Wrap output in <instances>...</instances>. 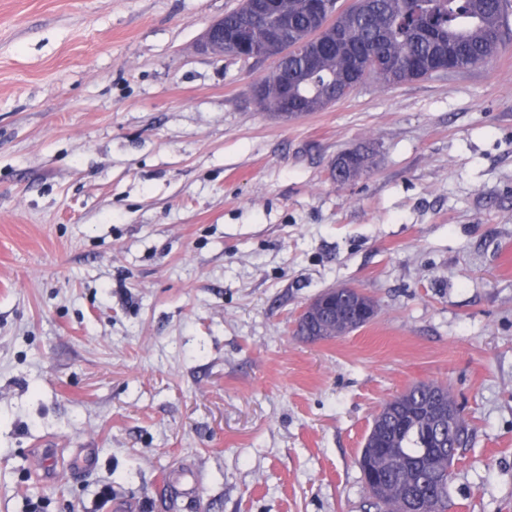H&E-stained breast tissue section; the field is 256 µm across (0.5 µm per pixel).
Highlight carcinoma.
I'll list each match as a JSON object with an SVG mask.
<instances>
[{
  "mask_svg": "<svg viewBox=\"0 0 512 512\" xmlns=\"http://www.w3.org/2000/svg\"><path fill=\"white\" fill-rule=\"evenodd\" d=\"M309 0H273L268 16L256 17L249 30L251 44L265 45L276 25L288 29L290 90L298 114L316 112L347 96L354 88V62L366 76L386 85L447 75L491 60L512 38V0H356L351 7L316 20ZM274 72L258 89L262 108L281 117ZM370 152L356 149L336 159L332 177L345 183L367 172ZM448 386L421 381L401 397L383 405L387 447L379 466L364 473L374 484L369 492L381 512H448V473L442 459L456 456L468 439V423L460 419L456 432L440 431L421 414H401L396 405L420 409Z\"/></svg>",
  "mask_w": 512,
  "mask_h": 512,
  "instance_id": "obj_1",
  "label": "carcinoma"
}]
</instances>
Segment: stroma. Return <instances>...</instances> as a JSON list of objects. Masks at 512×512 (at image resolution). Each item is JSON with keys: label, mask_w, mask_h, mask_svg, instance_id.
<instances>
[{"label": "stroma", "mask_w": 512, "mask_h": 512, "mask_svg": "<svg viewBox=\"0 0 512 512\" xmlns=\"http://www.w3.org/2000/svg\"><path fill=\"white\" fill-rule=\"evenodd\" d=\"M238 3L0 0V512H375L419 381L466 405L448 512H512V42L284 121L276 59L201 46ZM340 287L373 320L296 336ZM280 77L281 75L279 73V67L277 63L275 72L257 89L256 95L260 105L265 111L272 112L274 116L285 119V117L282 116L280 112L282 101L276 86ZM371 164L368 149H356L343 153L336 159L332 168V177L337 183H345L367 172ZM350 297L347 288H333L323 292L320 296L304 306L300 318L307 316L310 312H336L338 301L344 302Z\"/></svg>", "instance_id": "obj_1"}]
</instances>
